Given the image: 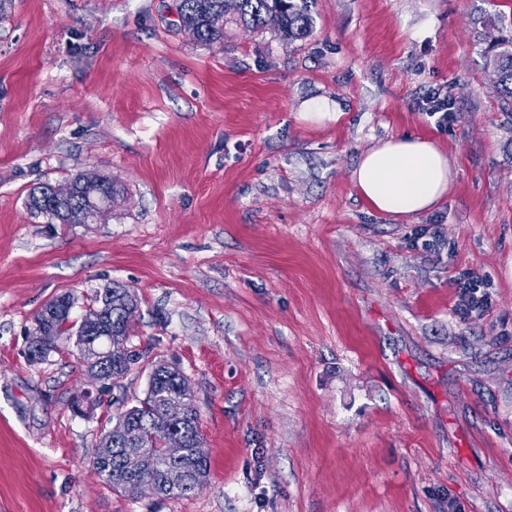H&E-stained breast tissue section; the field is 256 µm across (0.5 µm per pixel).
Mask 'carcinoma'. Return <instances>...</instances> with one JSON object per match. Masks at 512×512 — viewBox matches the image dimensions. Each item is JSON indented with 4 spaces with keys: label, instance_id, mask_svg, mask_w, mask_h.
<instances>
[{
    "label": "carcinoma",
    "instance_id": "obj_1",
    "mask_svg": "<svg viewBox=\"0 0 512 512\" xmlns=\"http://www.w3.org/2000/svg\"><path fill=\"white\" fill-rule=\"evenodd\" d=\"M314 0H180V25L201 43L224 42V23L236 21L254 28L264 27L273 20L280 40L288 45L308 37L312 31L311 8ZM486 68L496 79L503 98L512 101V35L499 36L483 51ZM71 194L54 198L49 194L50 185L43 184L28 197L31 211L45 216L49 223L95 224L103 215L105 191L117 194L112 179L96 176L89 181L78 173L71 179ZM125 291L116 283L94 290L91 305L103 309L117 341L108 336H93L85 327L67 320L49 316L50 309L60 300L55 297L43 305L34 322L49 327V335L42 344L38 359H43L62 345L73 344L83 351L86 371L96 373L99 389L103 390L120 381L141 358V353L128 346L139 312L138 300L123 301ZM178 397L186 409V418L176 430L187 441V455L182 465L187 472L184 488L174 490L164 480L167 466L163 434L156 422L167 402ZM131 426L133 435L115 439L108 447H100L93 461L99 478L120 490L133 476L130 460L158 471V481L149 494L178 498L189 496L203 488L208 477V459L204 440L198 429L196 400L191 387L184 384L183 372L169 364L159 362L152 366V380L145 397L117 413L115 425Z\"/></svg>",
    "mask_w": 512,
    "mask_h": 512
}]
</instances>
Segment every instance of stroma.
<instances>
[{
	"instance_id": "obj_1",
	"label": "stroma",
	"mask_w": 512,
	"mask_h": 512,
	"mask_svg": "<svg viewBox=\"0 0 512 512\" xmlns=\"http://www.w3.org/2000/svg\"><path fill=\"white\" fill-rule=\"evenodd\" d=\"M176 5L0 14V512H512V103L482 55L512 0H315L290 45L271 23L198 42ZM317 100L340 120L302 119ZM404 134L441 143L455 187L382 214L351 173ZM78 173L118 188L98 223L30 211ZM464 270L491 298L467 319ZM108 282L138 299L142 358L80 413L77 348L34 362L28 341L44 303L71 294L77 321ZM159 361L187 376L209 457L188 497L91 466ZM422 110L425 114L433 119L435 125L441 129L448 128V125L455 120L456 113L452 111L448 101V96L441 97L440 91H430L422 98Z\"/></svg>"
}]
</instances>
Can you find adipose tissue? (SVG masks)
Segmentation results:
<instances>
[{
  "instance_id": "1",
  "label": "adipose tissue",
  "mask_w": 512,
  "mask_h": 512,
  "mask_svg": "<svg viewBox=\"0 0 512 512\" xmlns=\"http://www.w3.org/2000/svg\"><path fill=\"white\" fill-rule=\"evenodd\" d=\"M456 175L447 153L432 138L400 135L365 150L352 180L361 198L377 212L412 216L444 200Z\"/></svg>"
}]
</instances>
